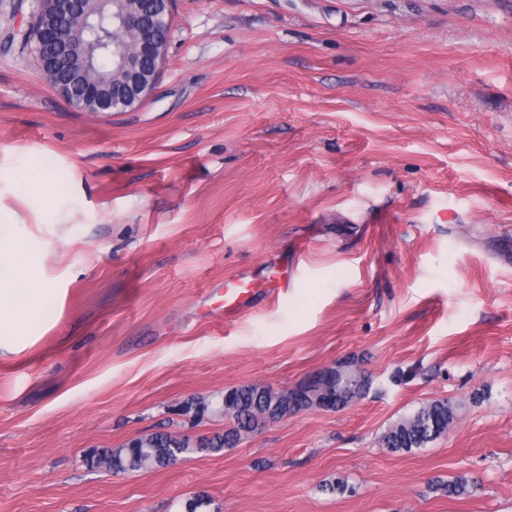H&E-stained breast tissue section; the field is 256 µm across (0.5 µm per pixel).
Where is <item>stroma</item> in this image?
<instances>
[{
    "instance_id": "35a3bbf8",
    "label": "stroma",
    "mask_w": 512,
    "mask_h": 512,
    "mask_svg": "<svg viewBox=\"0 0 512 512\" xmlns=\"http://www.w3.org/2000/svg\"><path fill=\"white\" fill-rule=\"evenodd\" d=\"M0 220L49 290L0 351V512H512V0H173L153 93L106 114L0 50ZM230 278L260 295L228 321ZM346 358L372 378L346 409L85 462ZM441 398L446 436L383 447ZM461 473L477 490H434ZM307 404L306 399L293 390L272 392L265 385L253 383L232 387L224 392V418L233 420V427L198 439L153 432L129 440L119 448L96 452L87 463L93 468L113 472L164 468L187 455L219 453L224 448H232L244 435L265 423L276 410L286 407L295 413Z\"/></svg>"
}]
</instances>
